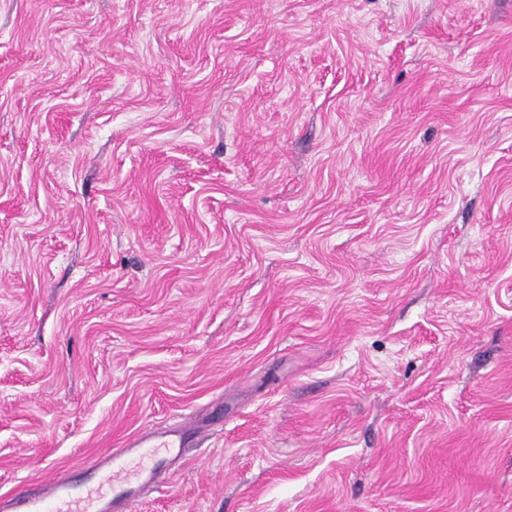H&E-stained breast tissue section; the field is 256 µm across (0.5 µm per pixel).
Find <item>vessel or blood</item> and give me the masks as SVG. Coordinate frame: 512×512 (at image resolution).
Returning <instances> with one entry per match:
<instances>
[{"mask_svg": "<svg viewBox=\"0 0 512 512\" xmlns=\"http://www.w3.org/2000/svg\"><path fill=\"white\" fill-rule=\"evenodd\" d=\"M183 446L174 430L147 435L104 454L82 483L53 478L35 490L0 496V512H131L137 492L158 480L154 465L131 468L134 449L160 448L170 455Z\"/></svg>", "mask_w": 512, "mask_h": 512, "instance_id": "vessel-or-blood-1", "label": "vessel or blood"}]
</instances>
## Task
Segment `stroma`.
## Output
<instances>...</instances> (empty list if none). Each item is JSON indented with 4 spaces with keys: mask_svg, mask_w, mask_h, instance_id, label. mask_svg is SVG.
I'll return each mask as SVG.
<instances>
[{
    "mask_svg": "<svg viewBox=\"0 0 512 512\" xmlns=\"http://www.w3.org/2000/svg\"><path fill=\"white\" fill-rule=\"evenodd\" d=\"M512 512V0H0V496ZM112 448L81 484L71 479H50L37 489L15 496H0L1 512H130L139 490L158 480L157 462L136 470L130 466L135 448H164V456L180 454L185 444L176 430L162 436L149 434L135 442Z\"/></svg>",
    "mask_w": 512,
    "mask_h": 512,
    "instance_id": "1",
    "label": "stroma"
}]
</instances>
